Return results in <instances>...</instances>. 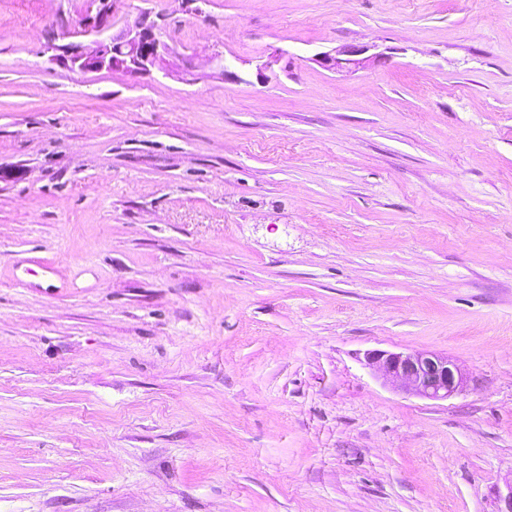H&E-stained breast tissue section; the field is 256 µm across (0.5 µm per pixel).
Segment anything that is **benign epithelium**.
I'll use <instances>...</instances> for the list:
<instances>
[{
    "mask_svg": "<svg viewBox=\"0 0 512 512\" xmlns=\"http://www.w3.org/2000/svg\"><path fill=\"white\" fill-rule=\"evenodd\" d=\"M112 0H86V8L77 22L79 32L100 34L110 17ZM143 13L135 28L127 29L109 39H96L88 46L66 45L65 60L81 70L102 69L130 75L149 76L162 68L169 47L146 24ZM364 47L345 46L335 54L322 53L318 62L329 70L341 71L362 67L370 58L363 57ZM367 365L376 367L401 389L418 397L444 400L461 391L465 379L448 357L428 351L387 352L375 350L368 354Z\"/></svg>",
    "mask_w": 512,
    "mask_h": 512,
    "instance_id": "benign-epithelium-1",
    "label": "benign epithelium"
}]
</instances>
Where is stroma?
I'll use <instances>...</instances> for the list:
<instances>
[{"mask_svg": "<svg viewBox=\"0 0 512 512\" xmlns=\"http://www.w3.org/2000/svg\"><path fill=\"white\" fill-rule=\"evenodd\" d=\"M84 8L0 0V512H497L512 0H114L145 77L55 60ZM367 48L356 46H345L335 51V54L321 53L318 56V62L329 70L341 71L344 69H352L363 67L366 62L374 59L380 60L383 58L382 54L372 56L370 58H354L363 55ZM367 365L376 367L401 389L415 396L444 400L461 391L465 379L448 360L428 351L387 352L375 350L368 354Z\"/></svg>", "mask_w": 512, "mask_h": 512, "instance_id": "obj_1", "label": "stroma"}]
</instances>
